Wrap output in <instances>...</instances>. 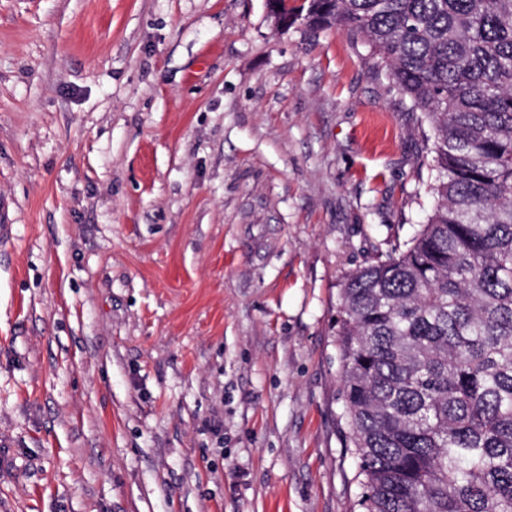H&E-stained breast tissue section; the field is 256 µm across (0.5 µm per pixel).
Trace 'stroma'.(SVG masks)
<instances>
[{"label":"stroma","mask_w":512,"mask_h":512,"mask_svg":"<svg viewBox=\"0 0 512 512\" xmlns=\"http://www.w3.org/2000/svg\"><path fill=\"white\" fill-rule=\"evenodd\" d=\"M265 0H0V512H356L334 325L428 124Z\"/></svg>","instance_id":"35a3bbf8"}]
</instances>
